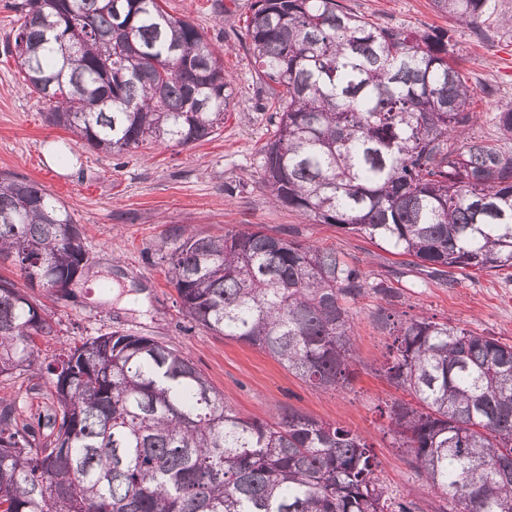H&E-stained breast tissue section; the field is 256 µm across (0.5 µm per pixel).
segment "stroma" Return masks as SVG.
I'll return each mask as SVG.
<instances>
[{"mask_svg":"<svg viewBox=\"0 0 512 512\" xmlns=\"http://www.w3.org/2000/svg\"><path fill=\"white\" fill-rule=\"evenodd\" d=\"M17 0H0V172L30 178L69 211L83 233L88 267L67 295L27 288L18 269L0 264V277L28 289L53 321L37 344L43 355L114 330L151 336L187 355L225 404L242 416L272 420L291 409L347 427L371 447L380 481L394 496L433 512L434 496L401 455L389 430L387 405L408 400L383 366L392 337L380 321L385 302L369 294L353 306L358 351L348 386L317 389L262 350L195 327L180 314L177 293L150 255L169 224L205 234L255 225L336 250L348 264L386 279L399 295L400 319L417 316L457 325L512 345V269L458 276L454 286L418 273L410 257L395 255L369 237L317 224L274 204L261 184L260 149L277 122L263 91L245 34L253 0H163L171 15L192 21L235 80L236 105L209 139L187 146L157 142L115 157L88 148L72 131L48 125L45 102L24 88L7 51L17 26ZM349 11L381 25L416 32L452 31L454 60L473 90L481 118L474 136L495 137L489 113L512 107V32L502 16L512 0H496L475 35L437 13L431 0H341ZM48 379L26 372L0 377V398L14 402L21 422L45 414L53 402Z\"/></svg>","mask_w":512,"mask_h":512,"instance_id":"35a3bbf8","label":"stroma"}]
</instances>
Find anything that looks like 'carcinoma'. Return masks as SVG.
<instances>
[{
	"instance_id": "cac0c4a2",
	"label": "carcinoma",
	"mask_w": 512,
	"mask_h": 512,
	"mask_svg": "<svg viewBox=\"0 0 512 512\" xmlns=\"http://www.w3.org/2000/svg\"><path fill=\"white\" fill-rule=\"evenodd\" d=\"M482 33L495 0H432ZM8 52L46 121L115 156L210 137L233 79L190 21L161 0H22ZM277 104L261 147L271 200L363 234L439 273L512 268V109L495 140L450 62L444 30L408 32L338 0H255L245 26ZM156 261L198 328L259 348L320 389L349 384L350 306L397 295L333 250L288 232L184 225ZM63 288L87 267L82 233L39 183L0 173V261ZM46 308L0 279V377L50 376L56 408L18 424L0 399V512H422L389 494L355 433L290 410L243 417L178 349L112 331L49 361ZM386 375L417 405L388 406L390 430L437 498L434 512H512V346L417 317ZM50 429L52 440H38Z\"/></svg>"
}]
</instances>
